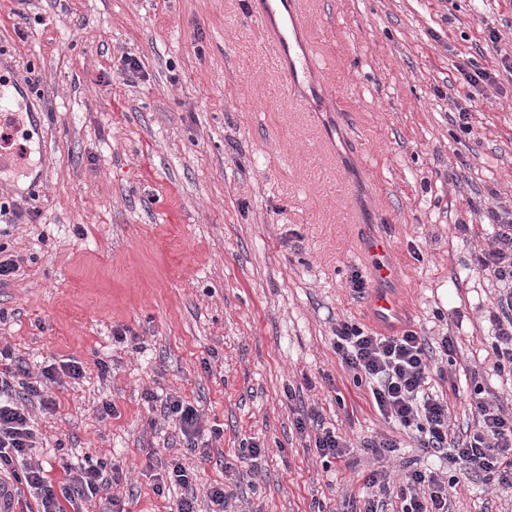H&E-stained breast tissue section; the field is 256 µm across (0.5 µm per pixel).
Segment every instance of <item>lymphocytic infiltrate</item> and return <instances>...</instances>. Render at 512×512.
I'll return each mask as SVG.
<instances>
[{"instance_id":"obj_1","label":"lymphocytic infiltrate","mask_w":512,"mask_h":512,"mask_svg":"<svg viewBox=\"0 0 512 512\" xmlns=\"http://www.w3.org/2000/svg\"><path fill=\"white\" fill-rule=\"evenodd\" d=\"M471 263L502 283L496 307L488 312L492 328L493 370L512 381V211L502 210L487 244L474 248ZM334 351L354 381L368 383L373 402L384 419L403 429L415 428L419 448L429 455L454 451L467 470L487 484L512 487V416L504 415L492 403L475 397L477 427L468 441L456 440L451 428L449 399L435 392L433 377L440 374L436 357L455 364L456 337H440L430 343L415 330L378 334L342 322L335 328ZM83 367L71 361L62 367H44L33 375L10 348H0V477L12 489L33 492L36 505L25 512H86L97 493L108 484L102 467L93 464H65V478L56 483L41 464L29 455L36 446L32 410L51 414L57 409L49 395V384L61 376L76 379ZM164 419L174 423L188 451L208 460V446L200 445L204 429L196 408L178 396H166L160 405ZM318 411L297 417L299 433H313L321 457L344 459L349 441L336 431L319 426ZM455 482L434 472L415 470L398 486L400 512H448L450 489Z\"/></svg>"}]
</instances>
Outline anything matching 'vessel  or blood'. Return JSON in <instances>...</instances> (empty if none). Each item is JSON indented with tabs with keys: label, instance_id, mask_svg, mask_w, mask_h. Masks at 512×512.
<instances>
[{
	"label": "vessel or blood",
	"instance_id": "b4317fda",
	"mask_svg": "<svg viewBox=\"0 0 512 512\" xmlns=\"http://www.w3.org/2000/svg\"><path fill=\"white\" fill-rule=\"evenodd\" d=\"M303 4L304 0H287L283 6L278 0H247L245 7L248 16L259 19L262 24L289 100L306 111L319 112L324 109L328 95L323 91H317L313 96L308 93L309 88H315L321 62L315 42L306 36L309 22ZM36 120V113L23 116L15 111L12 99L0 90L1 124L11 121L22 129ZM361 246L375 282L368 294V306L376 321L390 328L396 327L402 314L397 288L400 272L390 242L387 236L369 228Z\"/></svg>",
	"mask_w": 512,
	"mask_h": 512
}]
</instances>
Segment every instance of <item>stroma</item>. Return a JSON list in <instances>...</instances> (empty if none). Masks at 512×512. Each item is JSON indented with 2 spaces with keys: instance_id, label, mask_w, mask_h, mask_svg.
Segmentation results:
<instances>
[{
  "instance_id": "35a3bbf8",
  "label": "stroma",
  "mask_w": 512,
  "mask_h": 512,
  "mask_svg": "<svg viewBox=\"0 0 512 512\" xmlns=\"http://www.w3.org/2000/svg\"><path fill=\"white\" fill-rule=\"evenodd\" d=\"M306 11L340 165L289 103L243 0H0V64L21 83L38 72L43 114L25 167L0 177V202L23 212L6 242L26 258L0 285V348L34 371L83 365L52 386L58 407L37 418L32 457L56 482L66 462L119 469L92 512H110L112 495L126 512H176L182 488L155 492L163 461L196 469L201 489L250 443L263 453L242 512H352L367 494L363 444L380 434L401 443L390 483L431 465L458 478L452 512H512V492L455 458L427 461L393 430L332 346L337 323L376 328L349 286L369 272L360 211L392 242L409 328L456 337L473 372L446 367L438 385L456 389V433L475 428V386L512 414L483 316L500 285L470 263L491 210L512 207V75L473 95L472 135L452 121L470 93L463 70L512 54V0H308ZM149 391L220 427L209 461L158 421ZM104 401L119 417L99 419ZM304 406L351 440L345 461L325 465L299 434Z\"/></svg>"
}]
</instances>
